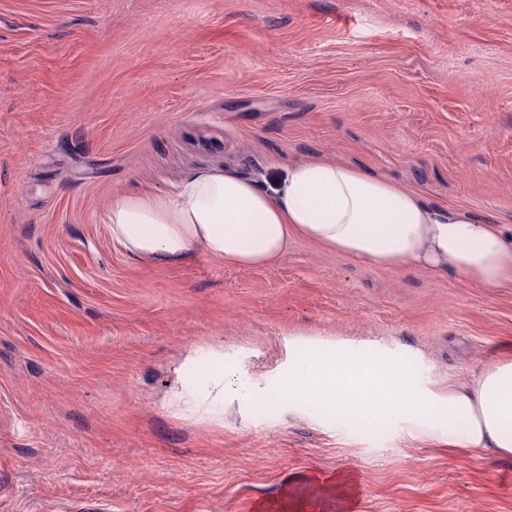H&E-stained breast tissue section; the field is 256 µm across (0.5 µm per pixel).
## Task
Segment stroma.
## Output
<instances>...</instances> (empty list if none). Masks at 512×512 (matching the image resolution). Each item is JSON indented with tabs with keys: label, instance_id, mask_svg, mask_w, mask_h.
<instances>
[{
	"label": "stroma",
	"instance_id": "35a3bbf8",
	"mask_svg": "<svg viewBox=\"0 0 512 512\" xmlns=\"http://www.w3.org/2000/svg\"><path fill=\"white\" fill-rule=\"evenodd\" d=\"M325 158L512 234V0H0V512H512V460L401 424L173 409L204 346L277 392L294 335L371 340L425 381L512 352V288L294 239L270 267L132 261L122 193ZM326 484L320 486V490H328L329 488L336 491L333 497L336 499V510L351 511L355 506V486L356 482L352 474L341 472L336 476L325 481Z\"/></svg>",
	"mask_w": 512,
	"mask_h": 512
}]
</instances>
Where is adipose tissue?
I'll use <instances>...</instances> for the list:
<instances>
[{
	"mask_svg": "<svg viewBox=\"0 0 512 512\" xmlns=\"http://www.w3.org/2000/svg\"><path fill=\"white\" fill-rule=\"evenodd\" d=\"M106 222L127 256L145 265L179 264L200 249L240 268L270 266L300 237L369 266L451 273L489 290L512 287V235L498 225L329 160L294 164L272 189L233 171L198 170L165 194L117 196ZM210 357L209 375L176 404L284 406L315 423L336 413L354 428L398 421L411 438L444 432L449 447L512 459L510 356L472 384L429 386L398 356L336 340L322 353H297L274 396L226 371L222 352Z\"/></svg>",
	"mask_w": 512,
	"mask_h": 512,
	"instance_id": "obj_1",
	"label": "adipose tissue"
}]
</instances>
